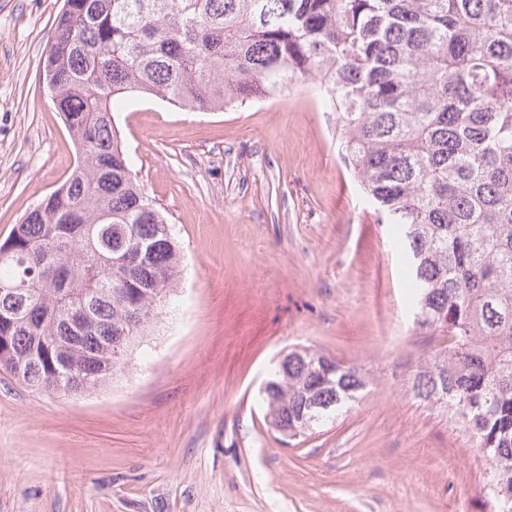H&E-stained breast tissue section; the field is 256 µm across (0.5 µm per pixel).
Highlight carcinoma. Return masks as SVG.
<instances>
[{
  "label": "carcinoma",
  "instance_id": "cac0c4a2",
  "mask_svg": "<svg viewBox=\"0 0 512 512\" xmlns=\"http://www.w3.org/2000/svg\"><path fill=\"white\" fill-rule=\"evenodd\" d=\"M66 2L42 84L79 160L0 241V371L58 397L96 391L177 292L181 247L115 128L126 96L215 111L309 81L403 246L414 326L436 339L408 390L462 424L489 512H512V0ZM297 351L263 402L271 430L301 442L373 380Z\"/></svg>",
  "mask_w": 512,
  "mask_h": 512
}]
</instances>
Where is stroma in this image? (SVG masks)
I'll return each mask as SVG.
<instances>
[{
    "mask_svg": "<svg viewBox=\"0 0 512 512\" xmlns=\"http://www.w3.org/2000/svg\"><path fill=\"white\" fill-rule=\"evenodd\" d=\"M63 3L0 0V240L77 163L40 81ZM114 120L182 248L179 303L94 393L0 373V512H489L463 426L408 391L434 344L341 158L335 112L299 85L213 112L133 97ZM297 346L374 386L288 446L258 393Z\"/></svg>",
    "mask_w": 512,
    "mask_h": 512,
    "instance_id": "35a3bbf8",
    "label": "stroma"
}]
</instances>
